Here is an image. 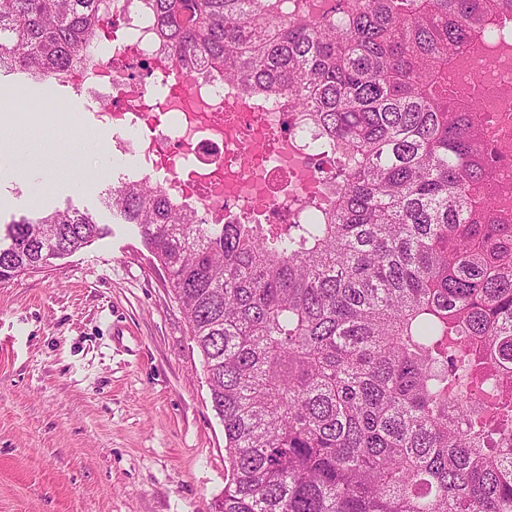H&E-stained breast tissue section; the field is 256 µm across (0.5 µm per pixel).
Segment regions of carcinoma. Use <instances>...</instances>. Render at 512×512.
Masks as SVG:
<instances>
[{"label":"carcinoma","mask_w":512,"mask_h":512,"mask_svg":"<svg viewBox=\"0 0 512 512\" xmlns=\"http://www.w3.org/2000/svg\"><path fill=\"white\" fill-rule=\"evenodd\" d=\"M175 66L285 96L335 162L300 224H202L145 180L106 204L165 270L224 425L209 512H512V219L449 74L512 0H138ZM102 0H0V70L41 80L103 36ZM109 232L23 217L0 282Z\"/></svg>","instance_id":"obj_1"}]
</instances>
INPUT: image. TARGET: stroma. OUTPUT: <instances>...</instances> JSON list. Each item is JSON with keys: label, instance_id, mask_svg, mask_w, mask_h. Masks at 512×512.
<instances>
[{"label": "stroma", "instance_id": "1", "mask_svg": "<svg viewBox=\"0 0 512 512\" xmlns=\"http://www.w3.org/2000/svg\"><path fill=\"white\" fill-rule=\"evenodd\" d=\"M58 92L69 107L36 133L38 154L0 175V225L72 206L112 232L0 282V512H208L224 426L202 356L165 271L103 203L115 180L98 103Z\"/></svg>", "mask_w": 512, "mask_h": 512}]
</instances>
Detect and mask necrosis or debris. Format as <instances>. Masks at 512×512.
Here are the masks:
<instances>
[{"instance_id":"4bbe7bcc","label":"necrosis or debris","mask_w":512,"mask_h":512,"mask_svg":"<svg viewBox=\"0 0 512 512\" xmlns=\"http://www.w3.org/2000/svg\"><path fill=\"white\" fill-rule=\"evenodd\" d=\"M107 2L125 37L113 38L111 54L89 51L77 69L24 90V109L14 116L20 129H38L50 111L63 110L50 90L64 85L100 100L114 161L132 158L142 178L163 175L166 192L203 223L289 224L295 203L326 197L327 167L284 99L253 98L224 79L178 72L155 45L146 12L133 0ZM455 80L492 118L489 149L498 169L511 171L512 39L475 51ZM159 82L168 87L161 95Z\"/></svg>"}]
</instances>
